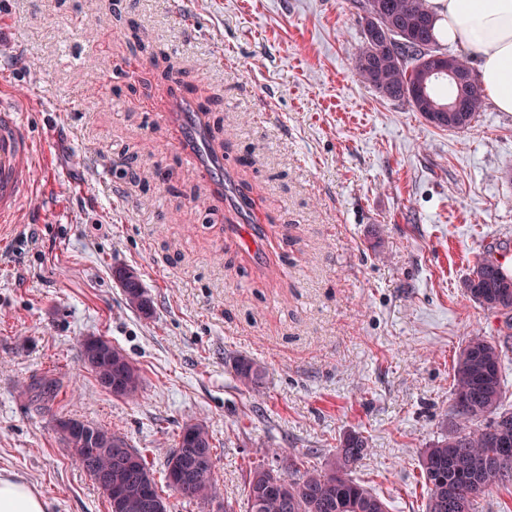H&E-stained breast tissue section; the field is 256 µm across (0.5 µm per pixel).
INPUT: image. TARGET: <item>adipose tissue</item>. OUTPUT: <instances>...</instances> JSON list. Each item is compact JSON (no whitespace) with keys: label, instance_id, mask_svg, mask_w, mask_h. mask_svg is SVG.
Here are the masks:
<instances>
[{"label":"adipose tissue","instance_id":"ef3b65f1","mask_svg":"<svg viewBox=\"0 0 512 512\" xmlns=\"http://www.w3.org/2000/svg\"><path fill=\"white\" fill-rule=\"evenodd\" d=\"M438 42L479 55L486 94L501 112H512V0H428ZM29 483L0 476V512H46Z\"/></svg>","mask_w":512,"mask_h":512}]
</instances>
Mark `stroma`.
Returning a JSON list of instances; mask_svg holds the SVG:
<instances>
[{"instance_id": "obj_1", "label": "stroma", "mask_w": 512, "mask_h": 512, "mask_svg": "<svg viewBox=\"0 0 512 512\" xmlns=\"http://www.w3.org/2000/svg\"><path fill=\"white\" fill-rule=\"evenodd\" d=\"M1 16L0 88L31 99L41 154L37 196L0 228V475L47 512H109L58 419L109 429L157 475L203 423L216 493L163 489L170 512H248L251 468L292 454L324 471L359 433L352 478L389 512H426L422 456L451 430L459 352L512 345V321L464 287L486 252L512 270V112L448 131L382 99L351 69V0H0ZM159 49L211 104L225 203L176 151ZM88 336L139 368L135 398L98 386ZM240 356L260 387L235 377ZM42 375L60 382L44 403L26 389ZM137 272L130 268H120L116 272V279L123 288L128 282L135 280ZM123 293L128 304L144 316H151L153 313V301L140 277L137 281L123 288ZM232 369L236 378L245 386H257L262 378V370L247 357L234 359Z\"/></svg>"}]
</instances>
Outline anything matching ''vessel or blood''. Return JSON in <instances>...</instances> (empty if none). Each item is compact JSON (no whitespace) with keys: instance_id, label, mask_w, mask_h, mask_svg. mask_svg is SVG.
<instances>
[{"instance_id":"1","label":"vessel or blood","mask_w":512,"mask_h":512,"mask_svg":"<svg viewBox=\"0 0 512 512\" xmlns=\"http://www.w3.org/2000/svg\"><path fill=\"white\" fill-rule=\"evenodd\" d=\"M177 151L208 179L216 199H224V154L210 136L206 112L188 96H181ZM17 103L0 97V224H13L24 201L34 194L33 170L38 160V145L27 134Z\"/></svg>"}]
</instances>
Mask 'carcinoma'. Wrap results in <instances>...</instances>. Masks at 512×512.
Instances as JSON below:
<instances>
[{"label": "carcinoma", "mask_w": 512, "mask_h": 512, "mask_svg": "<svg viewBox=\"0 0 512 512\" xmlns=\"http://www.w3.org/2000/svg\"><path fill=\"white\" fill-rule=\"evenodd\" d=\"M360 19L375 15L383 36L391 40L394 52L362 30L363 45L352 59V67L369 88L385 89L386 100L408 104L434 126L448 131L465 130L486 107V95L478 75L462 55L441 50L432 33L431 14L426 0H355ZM442 56L455 69L470 76L462 88L448 86V75L429 74L427 59ZM423 81L427 98L414 102L410 86ZM460 93L463 112H439L448 98ZM469 297L480 306L503 315L512 314V275L492 254L474 264L464 283ZM128 304L144 316L153 313V301L142 280L123 288ZM500 345L473 336L454 365L452 430L424 452L421 466L427 488L426 512H475L477 499L493 487L512 485V411L502 408V358ZM101 388L116 397L131 398L141 384L139 369L120 348L110 346L102 361L90 366ZM232 369L245 386H256L262 370L247 357L234 359ZM30 391L38 400L55 398L58 385L52 377H42ZM62 439L74 452L76 462L93 479L112 482L111 512H168L152 468L142 454L121 463L111 448L118 435L90 425L94 439L77 429L74 419L61 418ZM366 439L356 433L346 435L336 449V458L327 471H307L301 477L298 458L288 457L285 467L274 470L257 466L249 471L250 512H388L387 503L348 471L366 452ZM206 453L214 459L212 437L206 425H185L178 434L176 448L167 456L164 474L167 487L187 501L205 502L213 497V466H194V456ZM187 464V473L177 477L176 466Z\"/></svg>", "instance_id": "1"}]
</instances>
